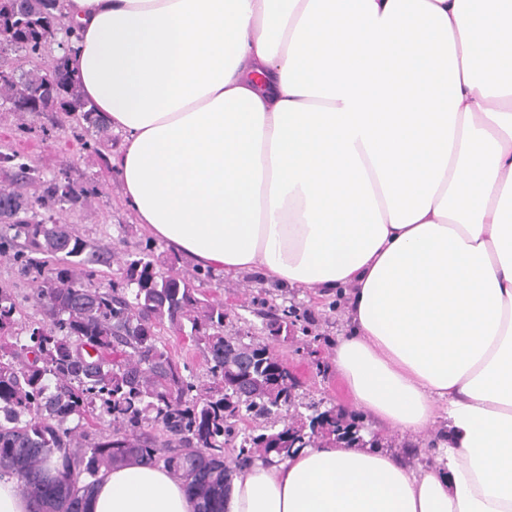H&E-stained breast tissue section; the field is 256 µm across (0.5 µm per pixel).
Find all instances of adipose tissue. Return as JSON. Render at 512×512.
<instances>
[{
    "mask_svg": "<svg viewBox=\"0 0 512 512\" xmlns=\"http://www.w3.org/2000/svg\"><path fill=\"white\" fill-rule=\"evenodd\" d=\"M67 69L155 238L348 291L331 363L435 465L339 441L233 475L224 512H512V0H64ZM87 512H195L160 466Z\"/></svg>",
    "mask_w": 512,
    "mask_h": 512,
    "instance_id": "obj_1",
    "label": "adipose tissue"
}]
</instances>
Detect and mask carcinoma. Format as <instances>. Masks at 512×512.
Wrapping results in <instances>:
<instances>
[{"label": "carcinoma", "instance_id": "1", "mask_svg": "<svg viewBox=\"0 0 512 512\" xmlns=\"http://www.w3.org/2000/svg\"><path fill=\"white\" fill-rule=\"evenodd\" d=\"M63 0H0V46L39 55L62 29ZM55 75L15 77L0 62V99L44 112L83 113L100 127L95 107L63 63ZM24 178L41 188L31 197L0 187V256L9 255L34 283L30 299L42 315L26 335L13 331L17 306L0 289V475L17 478L33 512H87L99 476L131 463L163 465L196 501L197 512H224V492L242 466L272 463L301 448L358 429L336 407L323 408L317 430L288 433L242 429L247 419L297 411L298 384L270 345L224 333L229 313L191 280L156 270L152 247L121 257V281L98 280L95 247L66 224L36 220L35 207L86 205L94 187L42 181L14 155ZM296 312L274 318L270 332L295 325ZM169 324L203 347L209 382L195 383L171 358L158 327Z\"/></svg>", "mask_w": 512, "mask_h": 512}]
</instances>
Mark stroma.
I'll list each match as a JSON object with an SVG mask.
<instances>
[{"mask_svg":"<svg viewBox=\"0 0 512 512\" xmlns=\"http://www.w3.org/2000/svg\"><path fill=\"white\" fill-rule=\"evenodd\" d=\"M85 122L81 113L39 112L25 116L0 112V151L16 153L44 179L68 178L74 185L94 184L97 192L89 206L57 204L39 208L44 223L66 224L89 243L110 245L123 252L151 246L159 271L176 270L191 277L199 272L197 263L175 252L164 241L151 239L127 207L121 184L103 154L116 148L122 136L112 128L101 132L98 151L83 149L78 135ZM209 299L224 302L229 318L224 323L228 334L254 337L272 343L275 352L301 382L300 402L337 404L342 397L339 380L330 364L332 347L348 330L349 313L343 296L314 298L308 290L262 284L257 273L244 272L234 277L214 271L205 286ZM294 308L299 319L287 341H272L266 328L268 305ZM349 414L363 431L376 432L379 446L400 457L410 467L433 463L442 427L420 435L401 434L375 427L368 415L357 409Z\"/></svg>","mask_w":512,"mask_h":512,"instance_id":"1","label":"stroma"}]
</instances>
